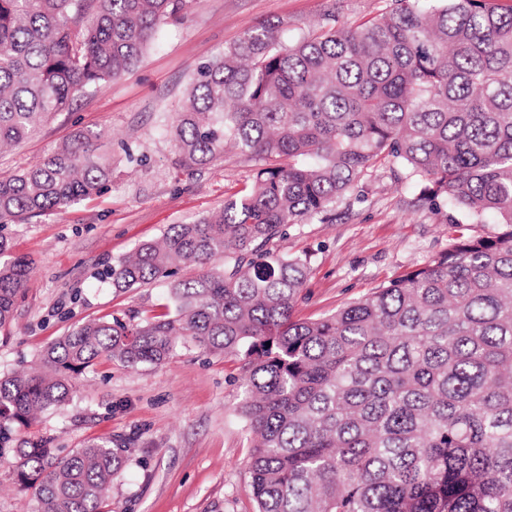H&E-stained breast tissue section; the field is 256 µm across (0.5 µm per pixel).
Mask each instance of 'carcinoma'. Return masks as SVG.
<instances>
[{
	"instance_id": "cac0c4a2",
	"label": "carcinoma",
	"mask_w": 512,
	"mask_h": 512,
	"mask_svg": "<svg viewBox=\"0 0 512 512\" xmlns=\"http://www.w3.org/2000/svg\"><path fill=\"white\" fill-rule=\"evenodd\" d=\"M187 5L0 0V151L124 76ZM170 134L177 168L231 146L256 161L252 185L112 267L124 292L171 279L174 314L84 322L37 366L0 376V448L13 445L34 512H105L126 458L110 439L67 452L15 430L68 401L71 376L97 359L158 365L182 340L241 365L257 512H512V10L391 0L352 27L328 12L292 40L253 24L199 68ZM385 160L425 199L477 221L494 213L500 229L461 233L334 313L294 319L307 258L268 244L327 219ZM111 180L102 130L0 179L1 328L30 275L8 225Z\"/></svg>"
}]
</instances>
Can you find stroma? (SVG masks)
<instances>
[{"label":"stroma","instance_id":"obj_1","mask_svg":"<svg viewBox=\"0 0 512 512\" xmlns=\"http://www.w3.org/2000/svg\"><path fill=\"white\" fill-rule=\"evenodd\" d=\"M388 0H192L184 19L162 25L142 61L39 133L0 153V177L28 167L102 129L111 139L112 181L93 199L8 228L13 256L32 261L14 320L0 329V375L38 363L41 352L91 319L170 312L169 284L159 279L116 291L106 269L170 225L190 224L249 188L254 163L226 150L193 172L175 169L173 142L162 123L180 108L198 68L241 38L252 24L288 25L296 37L334 12L342 27L381 14ZM134 153L140 164L127 162ZM419 186L378 167L354 197L335 206L332 221H307L274 239L273 249L307 258L298 319H316L374 291L448 247L457 210L419 201ZM70 402L22 428L78 448L94 438L124 445L126 466L112 486V512H256L249 461L251 437L237 407L239 365L187 343L162 364L138 368L99 359L71 379ZM0 452V512H31L32 493L19 485Z\"/></svg>","mask_w":512,"mask_h":512}]
</instances>
